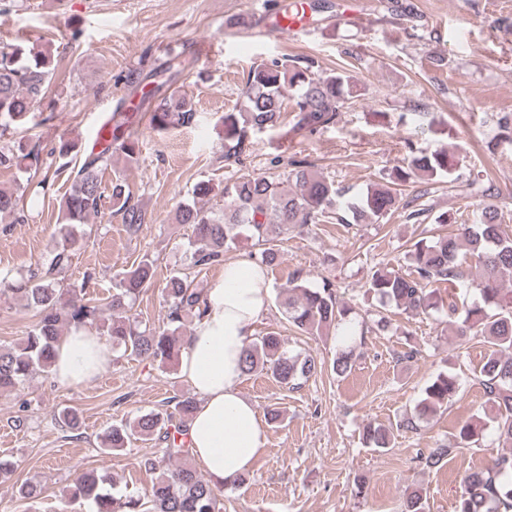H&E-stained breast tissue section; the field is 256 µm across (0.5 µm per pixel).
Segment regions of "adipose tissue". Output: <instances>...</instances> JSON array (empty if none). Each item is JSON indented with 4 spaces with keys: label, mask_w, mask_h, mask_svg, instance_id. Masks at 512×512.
Listing matches in <instances>:
<instances>
[{
    "label": "adipose tissue",
    "mask_w": 512,
    "mask_h": 512,
    "mask_svg": "<svg viewBox=\"0 0 512 512\" xmlns=\"http://www.w3.org/2000/svg\"><path fill=\"white\" fill-rule=\"evenodd\" d=\"M206 297L208 312L194 325L179 373L197 397L186 431L191 456L219 489L250 470L265 446L263 422L239 385L243 351L268 308V273L246 259L225 262ZM111 359L112 348L104 338L75 327L57 346L54 377L66 386L86 384Z\"/></svg>",
    "instance_id": "adipose-tissue-1"
}]
</instances>
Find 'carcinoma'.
I'll return each mask as SVG.
<instances>
[{"label": "carcinoma", "instance_id": "carcinoma-1", "mask_svg": "<svg viewBox=\"0 0 512 512\" xmlns=\"http://www.w3.org/2000/svg\"><path fill=\"white\" fill-rule=\"evenodd\" d=\"M194 62V56L180 53L159 67L132 71L121 78L128 94L141 93L136 109L147 106L155 130L165 131L192 119L193 103L173 87V81ZM58 65L49 48L36 49L22 40L0 46V137L10 126L27 122L31 107L46 95ZM361 95V87L345 69L317 75L307 66L290 67L279 59L257 64L249 70L241 106L224 113V158L237 161L245 155L251 147L252 131L280 128L286 135L313 134L336 123L344 104ZM112 121L111 143L98 152L82 151L84 160L61 201L60 243L51 258L18 279H0V296H20L25 300L24 307L37 317L20 342L0 348L1 392L16 388L36 374L51 375L57 344L71 327H86L100 336H110L112 345L167 365L179 360L187 338V319L198 321L206 313L201 292L192 287L188 274L176 270L164 288L166 323L150 327L133 316L136 298L155 279L156 259L149 254L121 273L106 302L108 318L103 324L98 300L78 297L75 288L59 287V277L71 267L90 216L106 210L119 215L131 234L148 221L147 212L132 199L122 181L112 183L109 195L102 190L101 172L113 156H122L128 165L137 164L140 156L139 139L128 127L129 118L120 101ZM406 148L408 153L393 169L389 182L359 195L344 197L334 182L318 175L312 163L300 159L291 162L284 179L240 174L218 192L224 198L219 207L195 202L181 205L176 221L193 226V265L208 267L223 262L224 251L244 237L257 247L258 264L277 266L283 259L282 243L288 232L332 217L340 224H377L398 209L395 186L421 177L432 182L451 177L455 163L448 152L418 151L410 142ZM41 152L37 142L0 149V167H36ZM20 202V195L1 189L0 218L8 215L13 224L25 223L27 215ZM502 218V209L488 203L474 223L459 225L457 233L413 242L407 251L411 273L377 268L365 284L366 294L384 307L426 314L443 304L439 285L446 284L452 290L458 287L463 279V262L469 256L477 258L478 274L473 280L477 301L469 306L449 301L448 313L453 319L448 324L455 336H481L488 343L481 369L488 407L484 417L459 428L453 444L441 443L419 459L423 467L439 469L449 456L477 444L489 427L501 447L511 451L466 476L455 512H512V237L501 233ZM281 304L288 322L312 336L341 326L351 313L331 280L311 286L298 271L289 279ZM352 360V349L339 350L333 371L338 376L347 374ZM242 363L243 373L259 370L292 390L319 368L314 357L289 352L273 331L245 348ZM460 386V378L451 368L432 377L415 415L406 420V428L415 430L439 412L459 393ZM195 407V398L183 396L176 401L173 412L138 415L113 427L106 437L101 448L106 455L126 451L133 437L162 444L158 455L140 461L145 470L155 474L148 494H115L106 487L104 478L80 472L64 492L61 510L87 502L91 512H224V503L214 488L185 463L189 449L182 435ZM363 441L376 452L391 448L390 431L382 425L368 426ZM401 512H426L421 487L405 490Z\"/></svg>", "mask_w": 512, "mask_h": 512}]
</instances>
